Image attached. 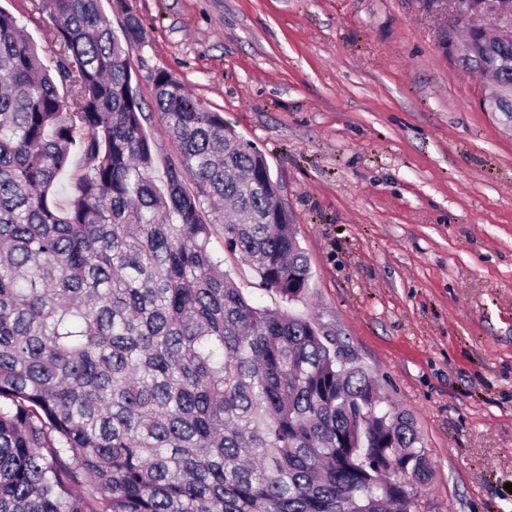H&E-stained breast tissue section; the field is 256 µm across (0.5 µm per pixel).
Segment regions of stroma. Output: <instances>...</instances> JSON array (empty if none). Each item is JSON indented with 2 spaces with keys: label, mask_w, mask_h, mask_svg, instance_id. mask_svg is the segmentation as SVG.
I'll use <instances>...</instances> for the list:
<instances>
[{
  "label": "stroma",
  "mask_w": 512,
  "mask_h": 512,
  "mask_svg": "<svg viewBox=\"0 0 512 512\" xmlns=\"http://www.w3.org/2000/svg\"><path fill=\"white\" fill-rule=\"evenodd\" d=\"M136 16L132 86L156 167L176 151L153 109L170 72L265 156L310 267L289 302L210 247L255 306L344 346L409 412L431 476L417 512H512V123L440 44L422 0H101ZM55 68L41 0H0Z\"/></svg>",
  "instance_id": "1"
}]
</instances>
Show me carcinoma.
Instances as JSON below:
<instances>
[{
  "label": "carcinoma",
  "instance_id": "carcinoma-1",
  "mask_svg": "<svg viewBox=\"0 0 512 512\" xmlns=\"http://www.w3.org/2000/svg\"><path fill=\"white\" fill-rule=\"evenodd\" d=\"M42 10L54 75L0 10V512H416L412 416L310 320L252 305L210 249L220 224L262 287L308 293L263 154L160 70L177 158L157 183L138 20L120 39L101 0ZM478 51L462 67L512 85L483 67L512 43Z\"/></svg>",
  "mask_w": 512,
  "mask_h": 512
}]
</instances>
